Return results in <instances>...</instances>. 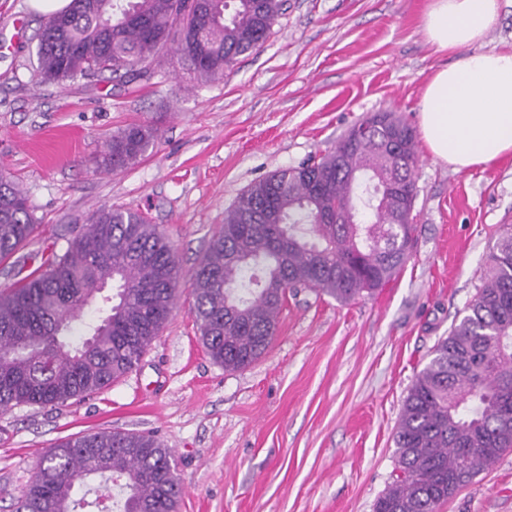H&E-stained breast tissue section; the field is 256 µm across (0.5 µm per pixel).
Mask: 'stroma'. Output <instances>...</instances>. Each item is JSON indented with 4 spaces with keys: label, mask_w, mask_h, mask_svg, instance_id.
I'll list each match as a JSON object with an SVG mask.
<instances>
[{
    "label": "stroma",
    "mask_w": 512,
    "mask_h": 512,
    "mask_svg": "<svg viewBox=\"0 0 512 512\" xmlns=\"http://www.w3.org/2000/svg\"><path fill=\"white\" fill-rule=\"evenodd\" d=\"M428 0H287L265 43L224 78L170 65L150 81L33 75L43 14L0 0V170L39 225L0 260V289L63 252L99 208L144 212L183 272L176 305L138 367L80 402L0 411V512L60 441L120 429L172 448L177 512H373L396 469L394 432L415 374L480 286L500 225L512 224V156L454 171L418 143L412 258L373 296L344 304L291 293L270 351L239 371L206 354L191 275L252 183L334 148L379 111L419 126L432 73L460 52L424 36ZM22 19V33L13 22ZM160 138L133 166L96 169L113 132ZM439 512H512V451Z\"/></svg>",
    "instance_id": "stroma-1"
}]
</instances>
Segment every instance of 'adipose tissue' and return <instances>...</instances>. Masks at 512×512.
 <instances>
[{"label": "adipose tissue", "instance_id": "adipose-tissue-1", "mask_svg": "<svg viewBox=\"0 0 512 512\" xmlns=\"http://www.w3.org/2000/svg\"><path fill=\"white\" fill-rule=\"evenodd\" d=\"M497 18L498 0H430L424 14L436 51H467L433 73L420 109L425 144L457 171L512 155V51L481 48Z\"/></svg>", "mask_w": 512, "mask_h": 512}]
</instances>
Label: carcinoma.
<instances>
[{
  "mask_svg": "<svg viewBox=\"0 0 512 512\" xmlns=\"http://www.w3.org/2000/svg\"><path fill=\"white\" fill-rule=\"evenodd\" d=\"M284 0H71L40 29L36 72L61 83L110 73L151 80L173 56L198 82L224 77L260 48ZM368 135L251 184L192 275V314L208 355L242 370L271 347L288 293L349 303L388 284L409 260L399 184L417 197L412 129L393 112L359 122ZM152 124L112 135L96 168L134 165ZM17 182L0 172V259L33 235ZM182 276L174 248L140 211L102 208L21 282L0 290V410L59 405L139 365L173 310ZM396 473L374 512H438L512 450V224L501 225L481 287L415 375L394 434ZM120 486V512H176L182 484L155 436L105 430L69 438L39 462L15 512H97L80 487Z\"/></svg>",
  "mask_w": 512,
  "mask_h": 512,
  "instance_id": "1",
  "label": "carcinoma"
}]
</instances>
